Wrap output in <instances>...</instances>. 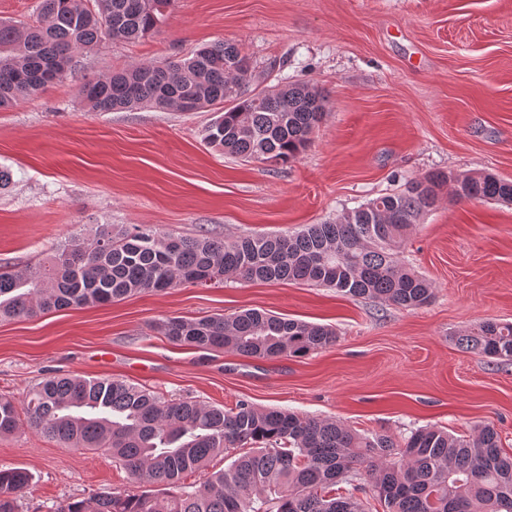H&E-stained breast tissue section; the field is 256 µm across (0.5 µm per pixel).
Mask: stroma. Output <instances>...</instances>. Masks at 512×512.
Returning <instances> with one entry per match:
<instances>
[{
    "mask_svg": "<svg viewBox=\"0 0 512 512\" xmlns=\"http://www.w3.org/2000/svg\"><path fill=\"white\" fill-rule=\"evenodd\" d=\"M237 42L257 89L304 83L327 97L311 145L285 165L207 146L210 109L92 111L82 77ZM77 72L0 109V267L35 271L96 225H152L233 242L292 234L432 171L512 179V0H177L158 33L102 40ZM402 260L433 286L418 309L379 307L288 282L179 285L159 293L0 320V394L22 403L46 373L116 377L161 395L232 408L244 401L401 440L437 427L497 428L512 452V362L461 349L486 320L512 323V204L441 199ZM264 309L335 328L334 346L252 358L170 342L155 325ZM33 481L21 512L67 499L139 492L103 451H76L28 424L0 439V467Z\"/></svg>",
    "mask_w": 512,
    "mask_h": 512,
    "instance_id": "obj_1",
    "label": "stroma"
}]
</instances>
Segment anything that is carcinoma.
<instances>
[{
  "mask_svg": "<svg viewBox=\"0 0 512 512\" xmlns=\"http://www.w3.org/2000/svg\"><path fill=\"white\" fill-rule=\"evenodd\" d=\"M174 7L175 0H41L33 21H0V109L66 78L77 67L76 54L104 37L126 42L158 32ZM253 79L249 57L226 40L183 59L87 79L79 94L97 112H197L222 105L204 130L206 144L244 162L288 164L310 145L325 96L304 83L256 91ZM451 181L457 200L512 202V180L437 172L410 179L333 223L307 224L291 235H248L226 244L151 226L100 224L91 242L70 241L34 273L0 271V320L178 285L215 286L227 273L418 308L430 302L432 284L405 267L399 253ZM157 329L174 343L257 358L301 357L336 343L332 328L258 309L170 317ZM458 344L512 361V323L485 321ZM23 419L75 450L109 453L146 487L139 494L101 491L65 500L54 512H365L347 489L360 475L384 512H512V455L490 424L468 439L425 427L396 442L335 420L245 402L226 410L166 399L120 378L57 374L33 386L21 409L0 398V438L14 434ZM237 448L249 452L190 490L181 484L184 475ZM31 481L23 468L1 467L0 512H20L19 495Z\"/></svg>",
  "mask_w": 512,
  "mask_h": 512,
  "instance_id": "1",
  "label": "carcinoma"
}]
</instances>
